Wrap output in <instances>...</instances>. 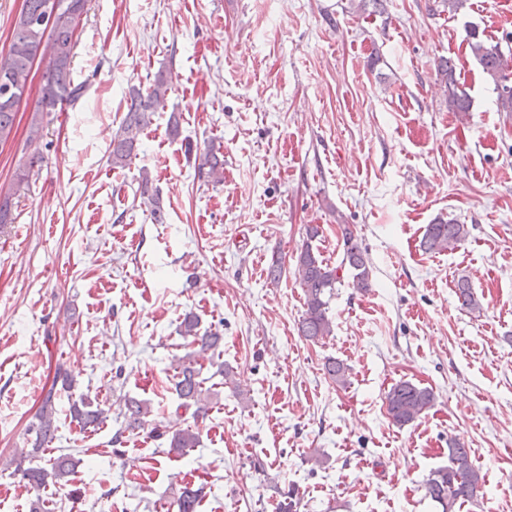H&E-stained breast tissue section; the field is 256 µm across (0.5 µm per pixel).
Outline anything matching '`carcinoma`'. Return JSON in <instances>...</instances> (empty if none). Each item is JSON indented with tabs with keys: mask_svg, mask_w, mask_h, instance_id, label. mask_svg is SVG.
<instances>
[{
	"mask_svg": "<svg viewBox=\"0 0 512 512\" xmlns=\"http://www.w3.org/2000/svg\"><path fill=\"white\" fill-rule=\"evenodd\" d=\"M24 10L14 18L9 31L8 51L0 56V72L6 73L13 88L21 95H28L29 78L37 58H48L42 74V81L53 85L57 97L52 101L40 96L34 102L29 123L28 139L34 141L41 137L44 115L55 112L63 105L78 102L86 89L83 82H75L73 77V57L76 46V32L84 13L87 12L88 0H69L66 8L54 16L51 29H46L34 22L43 15L47 0H23ZM468 48L481 66L483 72L492 79L494 86L499 81L506 65L500 46L487 44L474 30L469 34ZM438 83L448 98V105L454 112H468L471 99L466 90L460 87L456 67L449 58H441L436 64ZM171 90V78L164 69L158 70L149 86L143 88L133 85L129 89L127 111L118 127L112 133L109 158L114 168L126 167L138 154L140 132L149 122V115L155 111ZM19 107L6 102L0 97V143L14 137L15 123ZM43 162L38 153L20 160L14 189L0 193V226L14 223L13 196L28 185L31 171ZM197 178L203 182L220 183L224 180V159L212 147H207L199 155ZM137 192L142 197H150L155 203L154 218L161 217V208L156 188L148 172L139 175ZM469 236L466 224H460L454 218L439 219L427 226L421 240V248L426 252H440L465 241ZM319 237V227L307 228V241L296 257L295 275L305 296V310L299 322V331L305 339L315 342L331 335L332 321L329 317V299L333 288L341 282L338 271L343 269L350 273L354 287L366 290L371 285V268L354 231L346 226L342 231L344 253L342 261L332 266L321 257L312 241ZM456 295L460 305L470 311L480 309V302L473 291L470 281L460 277L456 282ZM180 335L191 338L190 344L199 348V352H215L222 336L217 331L200 332L199 319L192 313H186L179 323ZM329 377L338 383H345L348 377L347 365L336 358H329L324 363ZM73 376L64 365L56 366L50 388L43 395L41 406L35 416L36 422L28 428L35 434L32 451L37 452L54 439L56 393L57 387L72 386ZM201 369L193 360L183 361L177 366L172 390L179 404L177 408L192 411L198 418L205 413L208 403V390L203 387ZM384 403L390 420L405 426L414 422L435 404V394L428 387H421L409 380H399L392 384L385 393ZM71 417L78 426L85 430L95 428L103 423L108 410L93 400L82 397L70 408ZM120 414L124 427L112 438L115 444L122 443L125 433L150 429L155 437L166 435L161 425L155 420V413L150 403L133 397L123 399ZM200 443L198 429L187 426L172 432L169 439V451L181 453L196 448ZM26 457L14 456L4 463V469L14 468L21 473L22 479L30 487L39 490L53 484L61 487L67 485L69 476L78 464L70 452H60L51 457L46 467H24ZM484 482V476L477 468L470 455V449L457 439L448 440V465L433 470L425 481L426 495L441 507V512H456V506L477 499ZM206 496L205 485L196 488L185 485L174 500L177 512H197L199 504ZM278 512H298L300 498L298 493L289 489L279 492Z\"/></svg>",
	"mask_w": 512,
	"mask_h": 512,
	"instance_id": "cac0c4a2",
	"label": "carcinoma"
}]
</instances>
